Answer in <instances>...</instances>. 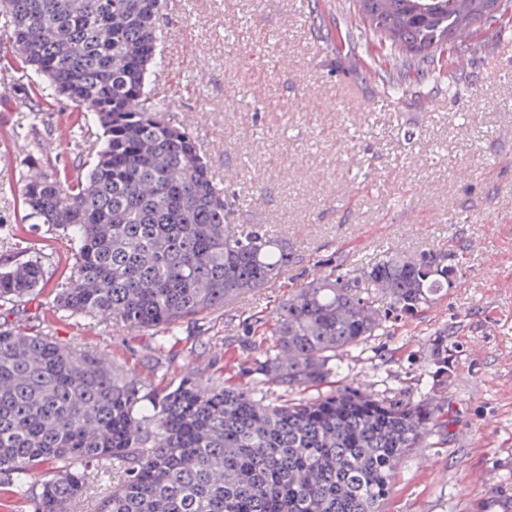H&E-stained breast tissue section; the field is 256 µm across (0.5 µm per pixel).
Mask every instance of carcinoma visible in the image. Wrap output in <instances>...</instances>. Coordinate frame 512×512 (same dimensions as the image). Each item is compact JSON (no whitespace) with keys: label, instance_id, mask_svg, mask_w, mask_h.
<instances>
[{"label":"carcinoma","instance_id":"cac0c4a2","mask_svg":"<svg viewBox=\"0 0 512 512\" xmlns=\"http://www.w3.org/2000/svg\"><path fill=\"white\" fill-rule=\"evenodd\" d=\"M164 0H0V35L56 96L93 116L85 172L51 162L21 175L26 215L74 246L56 298L70 315L156 329L215 310L280 277L283 238L227 221L226 194L197 140L160 118L149 77L161 58ZM364 32L422 70L512 0H356ZM457 266L431 253L392 254L320 271L277 310L276 349L254 358L265 381L307 388L330 361L382 323L380 298L412 312L448 287ZM45 276L30 258L0 269V308L32 299ZM434 423L410 404L346 386L273 403L190 374L161 392L95 353L0 322V471L36 512H67L110 461L118 483L101 512H381L407 452Z\"/></svg>","mask_w":512,"mask_h":512}]
</instances>
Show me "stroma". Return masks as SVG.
Here are the masks:
<instances>
[{
	"label": "stroma",
	"instance_id": "stroma-1",
	"mask_svg": "<svg viewBox=\"0 0 512 512\" xmlns=\"http://www.w3.org/2000/svg\"><path fill=\"white\" fill-rule=\"evenodd\" d=\"M325 2L326 16L308 0H167L149 85L162 117L196 136L233 224L286 239L290 258L265 288L163 334L56 308L72 249L25 219L20 176L40 156L90 166L101 131L0 43V267L32 254L45 268L36 299L16 303L10 320L154 388L192 371L292 399L261 383L252 360L272 342L278 305L315 269L443 256L459 266L448 290L418 312L389 313L303 395L351 383L434 407L437 424L399 465L382 512H512V26L474 25L492 57L451 74L441 54L444 77L412 73L388 100L389 44L352 35L362 25L354 0ZM336 31L343 46L329 44ZM444 356L448 378L436 374Z\"/></svg>",
	"mask_w": 512,
	"mask_h": 512
}]
</instances>
